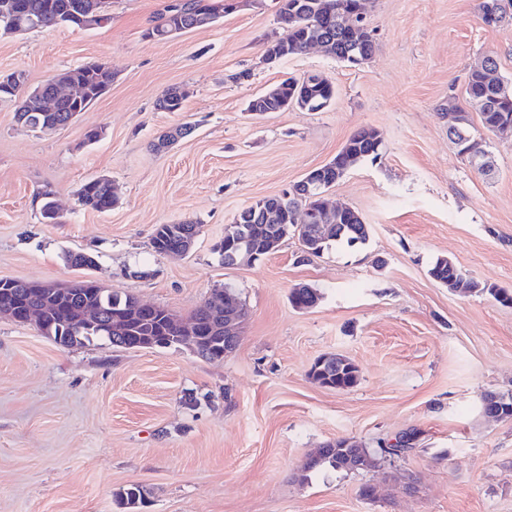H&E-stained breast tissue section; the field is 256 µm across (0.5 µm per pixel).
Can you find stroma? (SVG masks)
<instances>
[{"label": "stroma", "mask_w": 512, "mask_h": 512, "mask_svg": "<svg viewBox=\"0 0 512 512\" xmlns=\"http://www.w3.org/2000/svg\"><path fill=\"white\" fill-rule=\"evenodd\" d=\"M171 0H111L95 29L57 26L0 37V72L26 89L93 60L112 85L67 126L32 130L0 100V279L103 288L188 318L224 288L248 316L236 350L207 361L186 349L64 347L0 318V512H512V420L481 412L512 391V305L433 280L437 257L512 291V138L470 120L495 161L484 175L448 139L441 107L494 57L512 80V23L485 26L481 0H366L372 58L350 65L319 48L274 64L285 37L277 0H245L215 23L165 41L146 29ZM336 89L320 111L257 115L249 100L289 76ZM172 87L180 112L158 108ZM188 124L169 149L151 144ZM375 130L377 161L350 168L325 200L356 210L366 245L303 257L295 236L254 264L224 266L213 245L255 200L287 192ZM98 131L88 140L89 131ZM107 176L111 210L78 201ZM60 217L41 216L45 198ZM195 222L185 255H159L157 225ZM94 257L75 268L69 253ZM316 288L295 309L291 289ZM358 369L336 390L308 376L321 356ZM350 438L376 467L304 475L309 454ZM376 495L361 496L363 486Z\"/></svg>", "instance_id": "35a3bbf8"}]
</instances>
